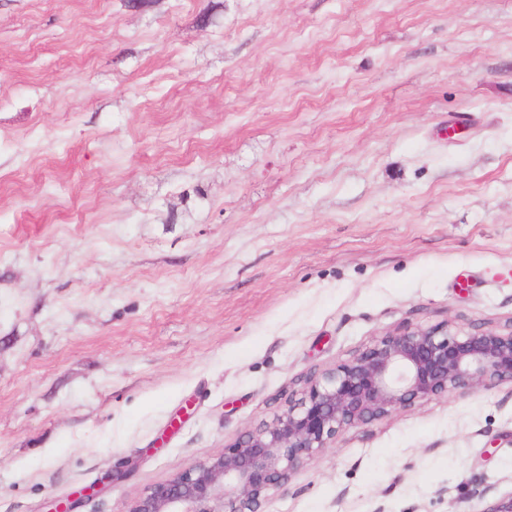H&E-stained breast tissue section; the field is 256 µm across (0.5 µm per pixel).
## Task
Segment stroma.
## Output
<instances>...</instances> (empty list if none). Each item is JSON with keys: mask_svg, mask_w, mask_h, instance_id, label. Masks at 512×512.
<instances>
[{"mask_svg": "<svg viewBox=\"0 0 512 512\" xmlns=\"http://www.w3.org/2000/svg\"><path fill=\"white\" fill-rule=\"evenodd\" d=\"M512 322V0H0V512H125L406 325ZM512 386L264 512H481Z\"/></svg>", "mask_w": 512, "mask_h": 512, "instance_id": "obj_1", "label": "stroma"}]
</instances>
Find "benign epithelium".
Segmentation results:
<instances>
[{"label": "benign epithelium", "mask_w": 512, "mask_h": 512, "mask_svg": "<svg viewBox=\"0 0 512 512\" xmlns=\"http://www.w3.org/2000/svg\"><path fill=\"white\" fill-rule=\"evenodd\" d=\"M512 384V326L458 330L406 326L352 358L308 376L299 397L224 450L155 483L126 512H262L270 493L346 429L434 397ZM83 494L47 512H76Z\"/></svg>", "instance_id": "obj_1"}]
</instances>
